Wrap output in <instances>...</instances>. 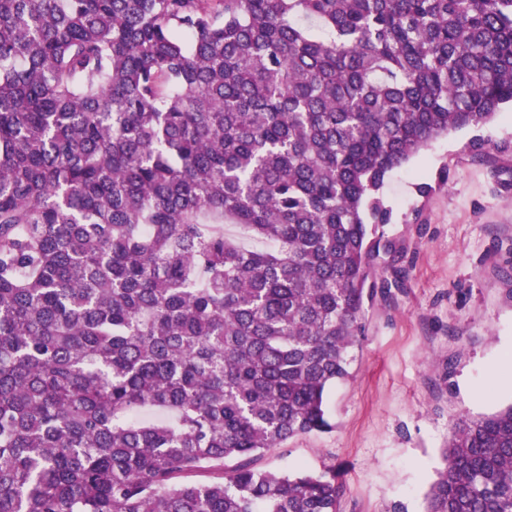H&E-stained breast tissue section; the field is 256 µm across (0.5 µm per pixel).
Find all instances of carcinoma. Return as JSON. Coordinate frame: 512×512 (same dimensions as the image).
Here are the masks:
<instances>
[{
    "mask_svg": "<svg viewBox=\"0 0 512 512\" xmlns=\"http://www.w3.org/2000/svg\"><path fill=\"white\" fill-rule=\"evenodd\" d=\"M507 103L512 0H0V512H339L260 461L331 428L386 176ZM442 459L512 512V405Z\"/></svg>",
    "mask_w": 512,
    "mask_h": 512,
    "instance_id": "obj_1",
    "label": "carcinoma"
}]
</instances>
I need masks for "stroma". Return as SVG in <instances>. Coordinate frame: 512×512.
<instances>
[{"mask_svg":"<svg viewBox=\"0 0 512 512\" xmlns=\"http://www.w3.org/2000/svg\"><path fill=\"white\" fill-rule=\"evenodd\" d=\"M380 194L396 252L372 277L349 376L329 391L332 428L263 464L333 470L340 512H426L456 418L512 403L490 390L512 351V110L433 140Z\"/></svg>","mask_w":512,"mask_h":512,"instance_id":"obj_1","label":"stroma"}]
</instances>
